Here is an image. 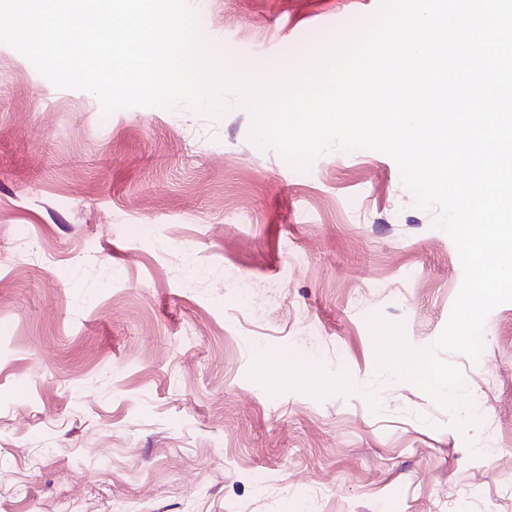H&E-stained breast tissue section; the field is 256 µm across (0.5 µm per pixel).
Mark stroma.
<instances>
[{
  "instance_id": "obj_1",
  "label": "stroma",
  "mask_w": 512,
  "mask_h": 512,
  "mask_svg": "<svg viewBox=\"0 0 512 512\" xmlns=\"http://www.w3.org/2000/svg\"><path fill=\"white\" fill-rule=\"evenodd\" d=\"M269 80L381 0H188ZM238 90L103 116L0 44V512H512V302L457 366L473 423L376 355L433 348L464 271L388 155L306 169Z\"/></svg>"
}]
</instances>
